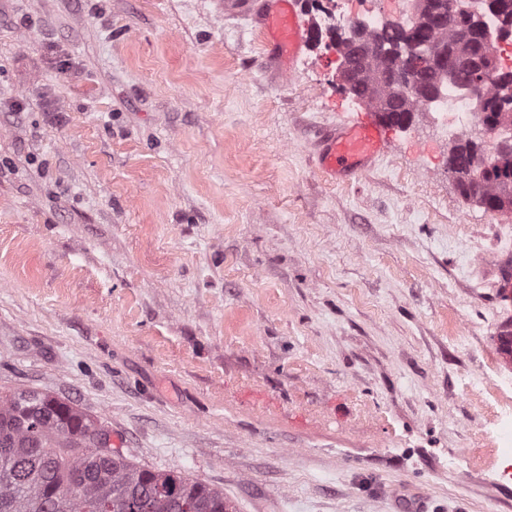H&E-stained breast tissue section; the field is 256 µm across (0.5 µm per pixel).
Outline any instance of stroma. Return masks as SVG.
<instances>
[{"instance_id": "stroma-1", "label": "stroma", "mask_w": 512, "mask_h": 512, "mask_svg": "<svg viewBox=\"0 0 512 512\" xmlns=\"http://www.w3.org/2000/svg\"><path fill=\"white\" fill-rule=\"evenodd\" d=\"M357 109L317 37L274 72L224 0H0V390L229 512H512V213L427 111L324 177ZM392 130L383 116L360 113L316 141L319 171L333 180L358 176L386 152Z\"/></svg>"}]
</instances>
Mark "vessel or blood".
I'll use <instances>...</instances> for the list:
<instances>
[{
  "label": "vessel or blood",
  "instance_id": "b4317fda",
  "mask_svg": "<svg viewBox=\"0 0 512 512\" xmlns=\"http://www.w3.org/2000/svg\"><path fill=\"white\" fill-rule=\"evenodd\" d=\"M224 11L249 16L260 27L270 67L296 60L308 41L307 31L296 21V0H224ZM391 132L387 119L360 113L317 140L319 171L333 180L358 176L386 152Z\"/></svg>",
  "mask_w": 512,
  "mask_h": 512
}]
</instances>
